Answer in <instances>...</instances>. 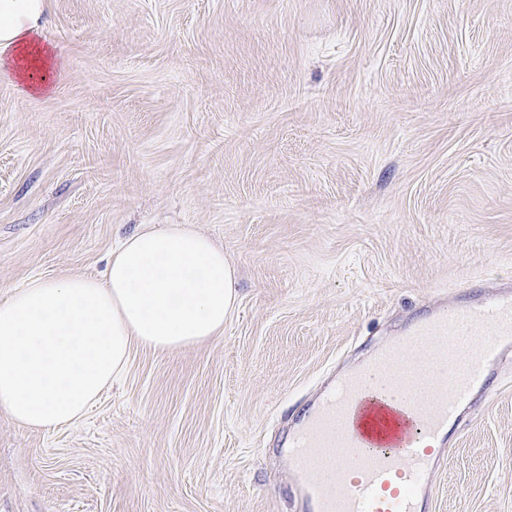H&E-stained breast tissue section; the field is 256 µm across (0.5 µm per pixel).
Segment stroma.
<instances>
[{
	"instance_id": "35a3bbf8",
	"label": "stroma",
	"mask_w": 512,
	"mask_h": 512,
	"mask_svg": "<svg viewBox=\"0 0 512 512\" xmlns=\"http://www.w3.org/2000/svg\"><path fill=\"white\" fill-rule=\"evenodd\" d=\"M0 74V299L143 225L223 247L224 334L131 353L76 424L0 413V512H301L279 454L332 377L512 286V0H45ZM433 477L512 512V355ZM44 0L0 1V46L12 47V55L0 56L1 70L29 93L51 88L58 62L43 36Z\"/></svg>"
}]
</instances>
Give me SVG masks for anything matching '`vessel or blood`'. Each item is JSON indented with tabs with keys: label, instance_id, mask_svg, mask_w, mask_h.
<instances>
[{
	"label": "vessel or blood",
	"instance_id": "b4317fda",
	"mask_svg": "<svg viewBox=\"0 0 512 512\" xmlns=\"http://www.w3.org/2000/svg\"><path fill=\"white\" fill-rule=\"evenodd\" d=\"M512 352V293L435 311L329 384L285 445L304 512H431L450 430Z\"/></svg>",
	"mask_w": 512,
	"mask_h": 512
}]
</instances>
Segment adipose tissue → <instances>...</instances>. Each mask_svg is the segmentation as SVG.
<instances>
[{
  "mask_svg": "<svg viewBox=\"0 0 512 512\" xmlns=\"http://www.w3.org/2000/svg\"><path fill=\"white\" fill-rule=\"evenodd\" d=\"M44 0H0V58L25 91L51 88L58 62ZM235 268L187 225L147 226L113 249L103 277L33 279L0 300V410L32 430L81 420L125 375L134 347L167 352L224 333Z\"/></svg>",
  "mask_w": 512,
  "mask_h": 512,
  "instance_id": "obj_1",
  "label": "adipose tissue"
}]
</instances>
